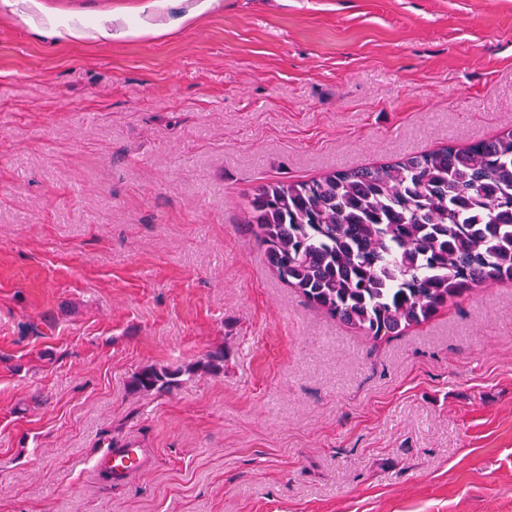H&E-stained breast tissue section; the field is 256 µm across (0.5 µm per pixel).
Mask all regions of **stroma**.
Instances as JSON below:
<instances>
[{"mask_svg":"<svg viewBox=\"0 0 512 512\" xmlns=\"http://www.w3.org/2000/svg\"><path fill=\"white\" fill-rule=\"evenodd\" d=\"M197 2L0 0V512H512V281L376 343L240 222L512 128V0ZM194 369V365H188L186 368L177 367L158 368L156 366H146L137 372L131 381V388L137 392H162L170 391L178 380L177 378ZM119 448H112L118 445L115 440L111 448L103 454L96 463V467L104 466L112 469L117 475H130L138 470L145 461V451L131 441H119Z\"/></svg>","mask_w":512,"mask_h":512,"instance_id":"1","label":"stroma"}]
</instances>
